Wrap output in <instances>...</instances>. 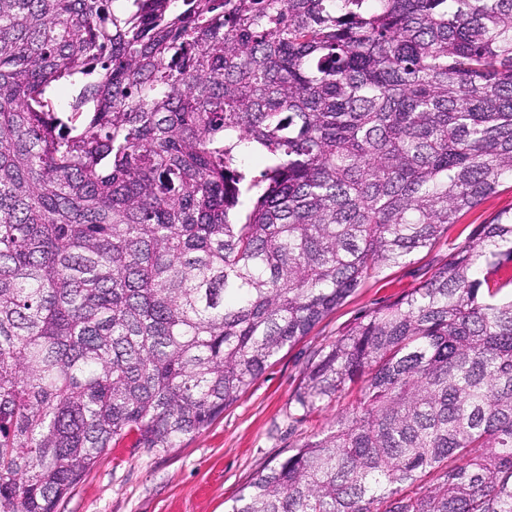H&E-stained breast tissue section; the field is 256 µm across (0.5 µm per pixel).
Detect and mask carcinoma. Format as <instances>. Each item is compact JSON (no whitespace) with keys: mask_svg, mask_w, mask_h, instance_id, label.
Segmentation results:
<instances>
[{"mask_svg":"<svg viewBox=\"0 0 512 512\" xmlns=\"http://www.w3.org/2000/svg\"><path fill=\"white\" fill-rule=\"evenodd\" d=\"M266 160L253 176L246 161ZM512 181V0H0V512L175 448ZM512 214L307 363L230 512H512Z\"/></svg>","mask_w":512,"mask_h":512,"instance_id":"obj_1","label":"carcinoma"}]
</instances>
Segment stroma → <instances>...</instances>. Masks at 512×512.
I'll list each match as a JSON object with an SVG mask.
<instances>
[{"mask_svg": "<svg viewBox=\"0 0 512 512\" xmlns=\"http://www.w3.org/2000/svg\"><path fill=\"white\" fill-rule=\"evenodd\" d=\"M512 212V183L459 215L431 249L384 268L314 330L283 350L249 390L179 447L147 450L123 441L62 498L56 512H229L258 471L291 454L347 405L338 400L296 422L289 403L313 351L328 345L362 313L406 294L464 245L478 225Z\"/></svg>", "mask_w": 512, "mask_h": 512, "instance_id": "stroma-1", "label": "stroma"}]
</instances>
